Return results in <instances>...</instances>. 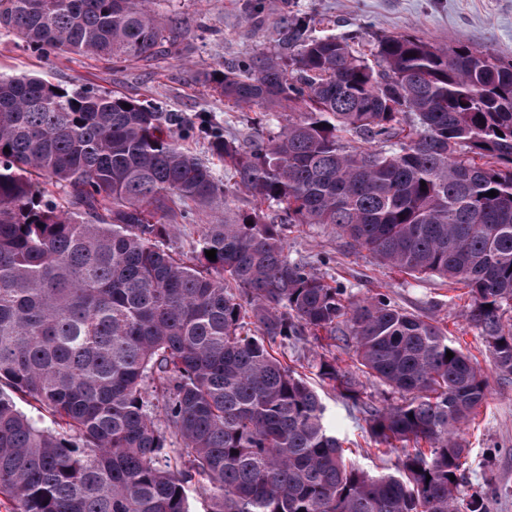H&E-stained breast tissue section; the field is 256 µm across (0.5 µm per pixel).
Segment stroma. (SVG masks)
Listing matches in <instances>:
<instances>
[{"label":"stroma","mask_w":512,"mask_h":512,"mask_svg":"<svg viewBox=\"0 0 512 512\" xmlns=\"http://www.w3.org/2000/svg\"><path fill=\"white\" fill-rule=\"evenodd\" d=\"M165 16L179 14L192 22L178 55L152 66L117 68L78 55L39 57L8 39H0V73L34 74L67 87L75 85L158 103L164 110L191 117L211 115L229 139L250 133L243 110L196 83V70L224 63L237 65L271 46V34L284 17L305 18L314 37L348 38L352 47L370 53L378 38L410 35L439 46L487 48L512 60V0H155ZM293 256H306L333 285L359 298L381 291L401 308L446 329L464 352L488 370L489 394L464 434L469 457L459 496L482 486L486 474L495 484L488 512H512V378L491 372V359L477 331L462 316L468 296L462 285L439 278L416 281L383 266L368 253L350 250L331 228L303 224L288 237ZM325 418L344 442L347 458L374 474L394 471L399 450L379 448L371 440L363 413L329 390L320 392Z\"/></svg>","instance_id":"stroma-1"}]
</instances>
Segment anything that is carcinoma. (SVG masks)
I'll return each instance as SVG.
<instances>
[{
	"instance_id": "carcinoma-1",
	"label": "carcinoma",
	"mask_w": 512,
	"mask_h": 512,
	"mask_svg": "<svg viewBox=\"0 0 512 512\" xmlns=\"http://www.w3.org/2000/svg\"><path fill=\"white\" fill-rule=\"evenodd\" d=\"M190 28L153 0H0V36L39 56L148 65ZM307 28L294 17L274 50L196 72L235 107L268 110L241 143L209 116L0 73L11 512H191L193 493L210 512H487L484 491L465 507L458 491L463 434L488 396L478 363L387 295L328 284L286 232L330 226L415 279L463 285L465 321L511 377L512 61L409 35L380 38L370 61ZM274 108L288 112L276 131ZM194 132L204 156L180 143ZM218 198L230 215L173 250L183 204ZM310 338L322 383L364 408L376 444L401 450L394 472L346 463L319 393L282 361ZM340 340L406 398L365 402Z\"/></svg>"
}]
</instances>
